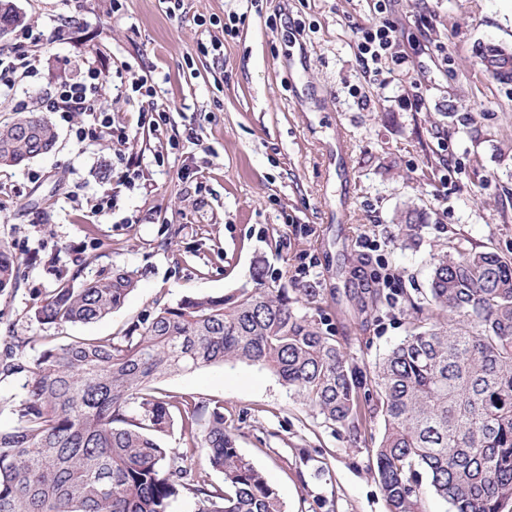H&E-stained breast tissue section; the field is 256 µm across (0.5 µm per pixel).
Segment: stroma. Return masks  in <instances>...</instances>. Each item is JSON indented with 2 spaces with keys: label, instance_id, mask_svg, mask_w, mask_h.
Segmentation results:
<instances>
[{
  "label": "stroma",
  "instance_id": "1",
  "mask_svg": "<svg viewBox=\"0 0 512 512\" xmlns=\"http://www.w3.org/2000/svg\"><path fill=\"white\" fill-rule=\"evenodd\" d=\"M13 2L26 23L0 53L37 64L0 87V122L44 112L59 138L46 155L0 167V242L24 274L0 293V347L24 338L31 358L46 336H118L154 303L230 296L260 268L368 375L406 335L411 304H424L438 254L512 258V83L489 75L479 51L512 45V0H393L383 14L373 0ZM382 20L396 45L369 73L356 44ZM91 67L128 142L80 140L91 115L46 110L61 82ZM142 80L152 95L133 90ZM410 207L423 222L404 242L397 223ZM121 269L145 276L106 318L29 321L57 273ZM388 272L389 298L363 305L362 289ZM157 387L223 403L240 452L285 512H388L371 456L383 432L374 396L361 395L352 428L257 363Z\"/></svg>",
  "mask_w": 512,
  "mask_h": 512
}]
</instances>
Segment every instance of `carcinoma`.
Segmentation results:
<instances>
[{
	"instance_id": "1",
	"label": "carcinoma",
	"mask_w": 512,
	"mask_h": 512,
	"mask_svg": "<svg viewBox=\"0 0 512 512\" xmlns=\"http://www.w3.org/2000/svg\"><path fill=\"white\" fill-rule=\"evenodd\" d=\"M8 4L0 0V25L14 30L23 17ZM56 141L44 116L19 112L0 126V165L26 163ZM418 224L405 211L399 234L412 238ZM20 269L0 242V293L17 286ZM142 276L60 273L29 317L97 322ZM413 310L407 336L369 376L384 423L376 476L390 512H424L428 495L450 512H504L512 502V259L477 249L439 254L426 306ZM237 362L267 367L329 421L358 419L360 383L336 339L260 271L237 295L157 304L120 336L48 343L32 359L7 346L0 379L23 384L17 424L0 430V512H168L181 493L197 499V512H284L278 490L236 447L224 407L149 393L172 374ZM176 415L191 443L183 451L159 441ZM197 450L223 485L193 469Z\"/></svg>"
}]
</instances>
